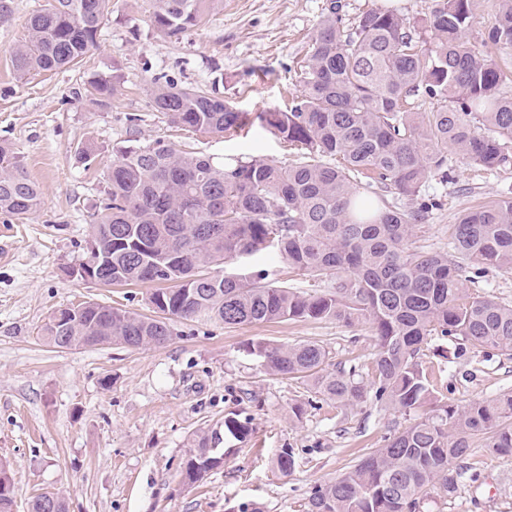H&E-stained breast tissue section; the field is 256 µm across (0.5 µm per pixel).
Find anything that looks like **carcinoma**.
<instances>
[{"label":"carcinoma","mask_w":512,"mask_h":512,"mask_svg":"<svg viewBox=\"0 0 512 512\" xmlns=\"http://www.w3.org/2000/svg\"><path fill=\"white\" fill-rule=\"evenodd\" d=\"M112 0H46L11 49L17 78L77 65L97 47ZM217 0H153L151 22L165 37L199 26ZM484 40L512 48V0H499ZM333 3L300 67L303 90L288 111L259 114L261 125L302 156L281 167L261 156L231 161L159 141L119 147L90 215L88 237L99 254L81 260L111 272V285L152 282L148 318L86 302L65 323L50 318L41 335L62 349L104 344L160 347L174 319L251 325L284 320L368 323L376 353L368 382L357 366L326 371L322 345L258 343L252 352L273 374L314 378L340 406L372 401L420 419L362 455L335 480L310 493L305 512H430L433 494L451 499L457 464L477 448L512 455V392L462 409L433 399L421 363L428 338L473 348L512 346V305L468 295L463 281L489 268L512 270V198L467 211L452 225L448 250L412 242L434 203L419 199L432 173L448 177V152L492 170L512 158V72L468 39L474 0H431L428 38L403 15L375 8L345 27ZM152 103L170 123L222 135L248 125V114L203 90L153 79ZM115 81L96 75L88 92L110 103ZM426 95L429 112H405ZM365 173L409 200L389 202L361 183ZM41 189L19 153L0 144V214L25 218ZM268 253L297 274L325 284L319 292L267 281L266 270L227 271L240 259ZM249 422L226 418L197 434L183 478L204 481L221 467L224 435L243 438ZM294 453L276 456L278 471L295 468Z\"/></svg>","instance_id":"cac0c4a2"}]
</instances>
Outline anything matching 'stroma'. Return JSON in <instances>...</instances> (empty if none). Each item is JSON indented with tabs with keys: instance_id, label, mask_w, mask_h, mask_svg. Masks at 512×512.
<instances>
[{
	"instance_id": "obj_1",
	"label": "stroma",
	"mask_w": 512,
	"mask_h": 512,
	"mask_svg": "<svg viewBox=\"0 0 512 512\" xmlns=\"http://www.w3.org/2000/svg\"><path fill=\"white\" fill-rule=\"evenodd\" d=\"M42 2L11 0V16L0 22V143L14 146L42 191L27 219L0 214V461L10 467L14 512H28L46 491L62 495L68 512H229L249 500L266 512H304L314 486L336 479L416 416L372 402L338 409L312 381L267 373L249 350L259 342H315L327 348L332 366L366 369L376 352L369 324L177 319L171 340L156 348L60 349L41 330L58 308L88 301L158 315L152 285L96 286L68 275L119 146L160 140L288 165L295 151L262 128L258 115L290 106L300 89L297 72L330 4L340 5L347 25L368 9L395 8L422 36L430 0H220L203 25L177 39L153 28L152 0H112L98 46L78 68L20 80L11 49ZM474 3L471 42L512 66V49L481 39L497 0ZM88 74L120 76L110 106L87 97ZM159 74L231 101L251 124L221 136L174 127L152 106ZM86 141L96 147L87 168L75 159ZM448 167L450 179L433 174L421 188L435 204L416 231L418 245L428 249H447L464 210L512 197V162L486 172L452 154ZM455 347L433 339L423 358L444 402L461 409L512 389L511 353L470 348L459 357ZM233 413L249 419V436L225 437L223 466L202 484L184 483L194 435ZM284 448L297 461L286 476L273 464ZM433 512H512V457L477 450L465 461L455 497L437 498Z\"/></svg>"
}]
</instances>
